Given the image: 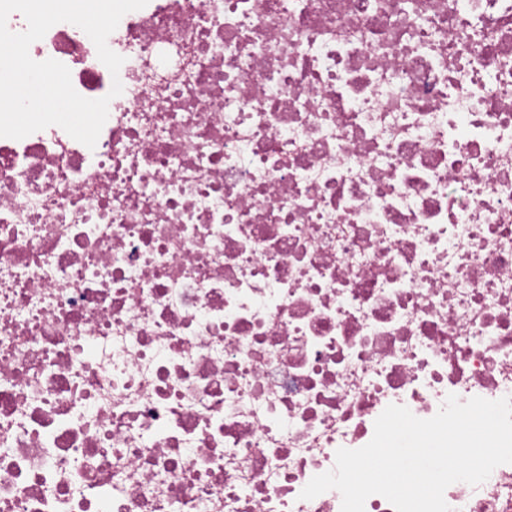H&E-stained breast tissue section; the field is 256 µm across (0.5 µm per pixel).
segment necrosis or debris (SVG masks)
Returning <instances> with one entry per match:
<instances>
[{
	"mask_svg": "<svg viewBox=\"0 0 512 512\" xmlns=\"http://www.w3.org/2000/svg\"><path fill=\"white\" fill-rule=\"evenodd\" d=\"M0 137V512H341L391 404L512 397V0H149ZM512 512V464L451 484Z\"/></svg>",
	"mask_w": 512,
	"mask_h": 512,
	"instance_id": "1",
	"label": "necrosis or debris"
}]
</instances>
